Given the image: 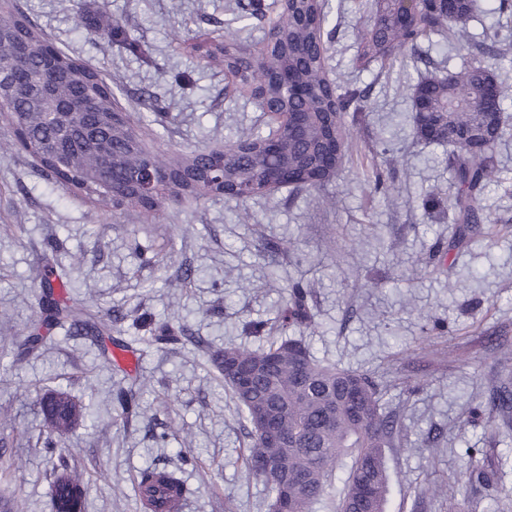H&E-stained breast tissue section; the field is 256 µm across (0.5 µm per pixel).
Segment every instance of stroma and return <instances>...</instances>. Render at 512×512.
Here are the masks:
<instances>
[{"label": "stroma", "instance_id": "1", "mask_svg": "<svg viewBox=\"0 0 512 512\" xmlns=\"http://www.w3.org/2000/svg\"><path fill=\"white\" fill-rule=\"evenodd\" d=\"M235 2L21 0L57 47L107 77L151 149L181 156L268 129L269 116L190 50L223 40ZM329 3V76L337 88L364 90L366 108L349 126L345 165L321 189L288 186L243 203L170 201L148 224L139 210L101 207L39 176L28 155L2 150L13 132L0 117V512H52L64 472L78 476L85 512H144L136 483L155 466L184 481L181 512H268L265 485L243 461L250 425L217 360L225 346L265 344L299 279L314 286V323L304 332L314 355L371 375L402 427L400 445L386 451L385 512H512V430L487 407L497 377L512 379V364L490 346H512V129L495 149L498 178L480 197L484 221L458 246L447 215L421 207L427 193L447 198L450 150L418 139L411 122L418 80L456 71L487 26L512 44V11L485 0L460 47L432 34L396 60L364 65L357 28L369 11L362 0ZM104 11L142 56L90 29ZM377 171L393 178L397 195L373 194ZM49 264L65 273L69 297L124 314L132 368L103 358L100 342L61 330L15 358ZM144 315L189 342L148 345V329L132 325ZM135 383L141 408L128 416L112 393ZM52 392L87 413L50 454L37 399ZM472 448L496 470L493 486L471 481ZM184 452L195 464L181 463ZM448 483L455 501L431 493Z\"/></svg>", "mask_w": 512, "mask_h": 512}]
</instances>
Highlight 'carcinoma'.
Returning a JSON list of instances; mask_svg holds the SVG:
<instances>
[{
  "mask_svg": "<svg viewBox=\"0 0 512 512\" xmlns=\"http://www.w3.org/2000/svg\"><path fill=\"white\" fill-rule=\"evenodd\" d=\"M232 22L238 27L224 31V43L207 51L217 66L238 74L249 98L261 105L280 102L285 92L277 80L278 66L263 63L252 66L237 53L234 43L247 31L245 21L265 16L264 0H237ZM374 12L373 23L358 32L361 60L396 58L407 47L431 33L450 45H458L467 27L484 12L483 0H424L407 5L403 0H366ZM329 0H295L274 23L278 33L279 55L288 58L301 79L313 86L303 100H290L288 107L297 112L336 113V145L341 150L338 166H343L347 128L345 115L361 109V92H338L326 74L325 41L329 35ZM95 28L108 39L121 42L132 53H139L136 41L128 39L120 21L103 13ZM50 87L64 112L72 113L67 129L54 125L41 115L42 108L34 90ZM512 100V86L499 82L492 68L479 62H464L446 76L419 81L413 88L412 111L419 138L444 142L452 147L448 161L453 174V190L447 202L427 196L426 214L444 206L452 212V221L479 224L480 196L496 174L494 148L505 133L500 113L505 101ZM119 111L112 84L81 61L50 42L20 9L16 0H0V113L13 129L14 149L35 158L41 171L53 172L58 185L112 205L114 210L136 208L149 220L162 205L173 199H203L224 194V187L212 179L211 150L201 147L191 157L170 161L146 146L134 147L142 136L132 124L115 126L112 113ZM323 136L322 126L314 123L311 142L289 144L290 153L307 162L316 156L315 144ZM265 135L256 132L226 144L237 148L238 177L251 184L259 182L265 169L275 162L260 149ZM164 164L183 172L180 189L159 188L154 197L134 201L131 195L112 194V182H121L129 170ZM64 287L63 277L48 267L43 284L44 317L35 321L20 344V353L36 350L53 327L67 323L76 332L102 338L118 329L124 316L109 311L91 312L66 293L55 292L54 282ZM312 287L295 282L282 317L283 328L297 329L312 324L308 305ZM179 336L168 325L154 329L152 341L159 345L179 344ZM224 352L240 366L252 367L262 360L275 364L272 373L256 376L253 387L240 390L224 377L232 398L251 424V443L247 449V469L265 483L271 502L283 494L280 475L300 478L299 490L292 494V512H313L338 482L342 488L336 500V512H385L390 474L386 449L394 446L400 433L399 421L381 403L378 386L371 377L355 371L324 365L314 358L301 336H280L256 349L230 345ZM122 412L137 408L134 388H122L116 394ZM52 404L57 410L46 418L56 431L68 430L70 417L80 419L83 408L64 393H57ZM258 405L270 408L281 431L288 434L286 447L266 441L258 432L253 410ZM493 410L512 409V389L497 387L490 401ZM259 460L274 462L275 469L259 472ZM78 481L67 474L56 477L53 491L54 512H82L83 501L72 496ZM138 489L146 512H165L166 506L186 492L182 481L166 469L147 468L140 473Z\"/></svg>",
  "mask_w": 512,
  "mask_h": 512,
  "instance_id": "obj_1",
  "label": "carcinoma"
}]
</instances>
